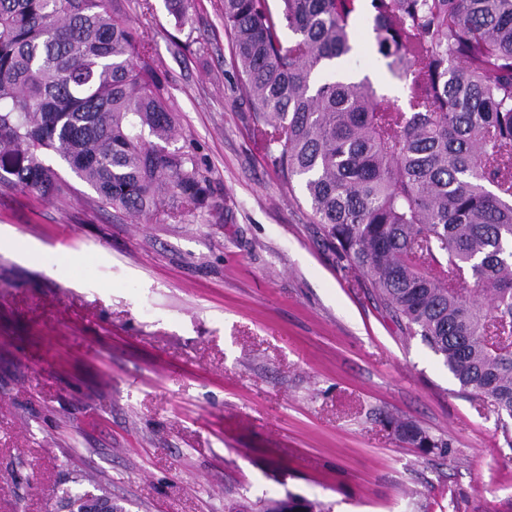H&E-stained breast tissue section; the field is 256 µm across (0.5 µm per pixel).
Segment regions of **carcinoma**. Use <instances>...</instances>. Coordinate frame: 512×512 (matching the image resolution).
Returning a JSON list of instances; mask_svg holds the SVG:
<instances>
[{
  "label": "carcinoma",
  "instance_id": "cac0c4a2",
  "mask_svg": "<svg viewBox=\"0 0 512 512\" xmlns=\"http://www.w3.org/2000/svg\"><path fill=\"white\" fill-rule=\"evenodd\" d=\"M165 2L180 23L193 0ZM365 8L403 105L366 76L320 79ZM224 28L252 134L338 262L512 419V0H224ZM174 135L152 47L117 0H0V185L62 198L55 158L114 209L208 212L210 179ZM88 494L66 488L61 507L82 512Z\"/></svg>",
  "mask_w": 512,
  "mask_h": 512
}]
</instances>
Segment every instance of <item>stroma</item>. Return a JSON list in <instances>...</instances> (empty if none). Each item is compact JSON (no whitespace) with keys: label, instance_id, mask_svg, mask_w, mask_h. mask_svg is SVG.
<instances>
[{"label":"stroma","instance_id":"obj_1","mask_svg":"<svg viewBox=\"0 0 512 512\" xmlns=\"http://www.w3.org/2000/svg\"><path fill=\"white\" fill-rule=\"evenodd\" d=\"M118 0L149 42L173 148L211 179V213L135 217L0 186V512H62L91 475L125 512H229L296 495L327 512H512V448L493 405L403 336L278 180L231 91L223 0L176 26ZM340 61L403 100L359 25ZM79 266L49 272L59 254ZM447 439L408 446L387 415Z\"/></svg>","mask_w":512,"mask_h":512}]
</instances>
